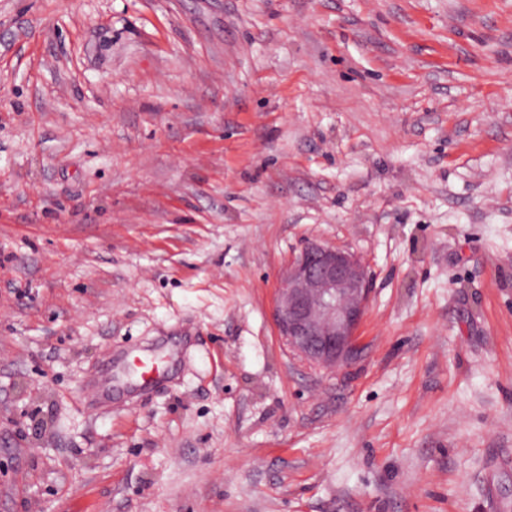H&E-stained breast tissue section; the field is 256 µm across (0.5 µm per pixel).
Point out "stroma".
I'll list each match as a JSON object with an SVG mask.
<instances>
[{
	"label": "stroma",
	"mask_w": 512,
	"mask_h": 512,
	"mask_svg": "<svg viewBox=\"0 0 512 512\" xmlns=\"http://www.w3.org/2000/svg\"><path fill=\"white\" fill-rule=\"evenodd\" d=\"M0 512H512V0H0ZM370 291L367 267L354 254L308 241L282 276L274 308L289 352L316 369L349 366ZM124 360L133 358L136 370L138 372V384L141 390H147L152 387L161 377V373L154 368V360L147 356H139L134 353H125L122 357Z\"/></svg>",
	"instance_id": "35a3bbf8"
}]
</instances>
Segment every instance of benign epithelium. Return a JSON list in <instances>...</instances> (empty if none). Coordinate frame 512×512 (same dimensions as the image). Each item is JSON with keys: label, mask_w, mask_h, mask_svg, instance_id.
<instances>
[{"label": "benign epithelium", "mask_w": 512, "mask_h": 512, "mask_svg": "<svg viewBox=\"0 0 512 512\" xmlns=\"http://www.w3.org/2000/svg\"><path fill=\"white\" fill-rule=\"evenodd\" d=\"M370 291L367 267L354 254L308 241L282 276L274 308L289 352L316 369L349 366Z\"/></svg>", "instance_id": "benign-epithelium-1"}]
</instances>
